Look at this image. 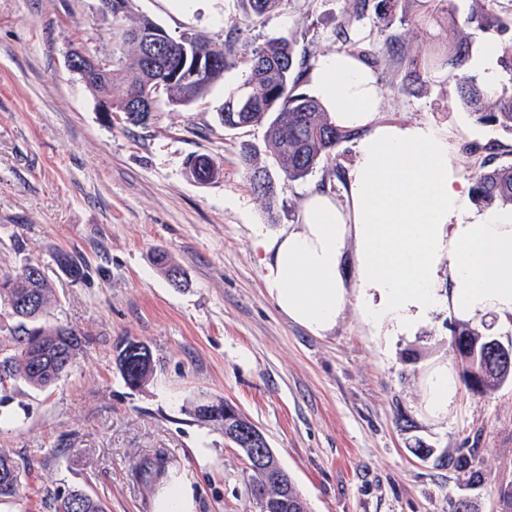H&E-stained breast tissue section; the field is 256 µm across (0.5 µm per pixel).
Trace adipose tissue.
Returning <instances> with one entry per match:
<instances>
[{
    "label": "adipose tissue",
    "mask_w": 512,
    "mask_h": 512,
    "mask_svg": "<svg viewBox=\"0 0 512 512\" xmlns=\"http://www.w3.org/2000/svg\"><path fill=\"white\" fill-rule=\"evenodd\" d=\"M311 87L333 122L359 137L343 199L310 194L299 223L261 243L265 289L279 311L316 337L335 328L352 300L368 325L390 337L411 333L441 308L463 321L490 313L512 319V208L473 207L447 130L379 122L378 74L349 49L321 56ZM350 246L351 288L343 274ZM455 394L447 365L433 366L426 413L446 415Z\"/></svg>",
    "instance_id": "obj_1"
}]
</instances>
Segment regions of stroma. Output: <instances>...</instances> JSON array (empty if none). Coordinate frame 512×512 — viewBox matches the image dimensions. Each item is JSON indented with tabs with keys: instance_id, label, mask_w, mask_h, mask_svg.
I'll return each mask as SVG.
<instances>
[{
	"instance_id": "35a3bbf8",
	"label": "stroma",
	"mask_w": 512,
	"mask_h": 512,
	"mask_svg": "<svg viewBox=\"0 0 512 512\" xmlns=\"http://www.w3.org/2000/svg\"><path fill=\"white\" fill-rule=\"evenodd\" d=\"M472 0H451L450 18L427 19L425 0H404L400 20L367 11L350 29L366 47L398 39L424 57L445 48L448 21L466 22L470 53L493 42L468 23ZM349 0H283L245 21L242 0H132L171 35L223 43L243 23L239 64L202 99L161 105L143 125L104 111L68 66L71 50L112 52V21L98 0H0V275L40 263L56 303L46 323H62L89 343L68 373L46 389L19 383L0 398V450L25 468L18 495L0 512H51L54 493L72 487L104 495L109 512H154L158 483L135 466L164 453L171 474L188 479L196 512H248L242 453L197 405L226 400L265 433L311 512H497L498 489L512 481V380L473 390L451 344L458 320L434 313L412 335L392 340L348 304L335 328L315 337L266 293L256 242L298 223L327 165L286 179L264 126L227 129L217 112L227 89L249 75L254 48L291 41L308 62L335 50ZM383 121L447 128L462 175L512 165V132L478 122L446 76L408 84L394 64L378 69ZM274 178L265 198L252 188L241 155ZM206 154L220 175L202 184L187 160ZM63 250L82 262L85 281L57 266ZM180 266L172 285L159 254ZM144 342L152 376L128 386L116 365L123 340ZM448 365L457 392L443 418L423 414L424 374ZM478 449L473 468L452 461Z\"/></svg>"
}]
</instances>
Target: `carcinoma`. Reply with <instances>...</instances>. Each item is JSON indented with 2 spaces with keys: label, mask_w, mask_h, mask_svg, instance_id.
Listing matches in <instances>:
<instances>
[{
  "label": "carcinoma",
  "mask_w": 512,
  "mask_h": 512,
  "mask_svg": "<svg viewBox=\"0 0 512 512\" xmlns=\"http://www.w3.org/2000/svg\"><path fill=\"white\" fill-rule=\"evenodd\" d=\"M124 2V9L112 15V74L92 75L84 82L95 97L112 98L113 110L125 113L130 123L142 124L150 116L145 111H128L130 101L159 91L170 105H188L206 95L224 74V69L235 61L239 25H234L220 46L193 35L183 41L148 17L131 19V0ZM246 2L248 13L260 17L277 9L282 0ZM370 2L352 0L351 11L335 31L341 45L350 42L352 21L364 15ZM401 8L402 0H376L374 6L376 17L386 25ZM467 22H476L497 33L507 29L493 8V0H475ZM149 38L158 43L156 55L151 59L144 47ZM451 39V47L439 59L421 60L407 55L393 41L362 48L360 52L376 66L384 61L397 63L404 73L403 80L411 84L423 80L434 69L448 71L460 100L473 109L480 122L512 131V85L499 91L491 90L466 73L465 25L453 23ZM200 53L206 58L213 57L214 62L208 71L196 74L193 63ZM247 64V80L225 96L220 108L224 127L266 125L268 144L288 179H303L318 164L326 162L331 169L322 188L332 186L331 177H340L336 149L352 133L336 127L320 102L302 90L307 71L305 58H296L290 41L276 39L254 49ZM261 180L267 183L263 189L257 188ZM470 180L477 203L512 205V165H486L470 174ZM250 182L255 192L273 198L274 181L267 172L253 171ZM55 261L73 281L83 280L84 267L73 256L60 251ZM54 301L53 288L35 262H26L15 273L0 277V330H7V334L0 336V390L18 382L33 388L51 386L67 372L87 343L85 337L67 326L38 324ZM453 340L469 348V353L461 358L468 363L470 373L482 376L481 387H494L512 377V372L507 374L500 368L499 356L484 351V335L462 326L453 330ZM167 470L168 461L163 454L137 465L138 473L152 481L166 478ZM22 472L23 468L14 458L0 452L1 502L18 495ZM283 498L282 512H309L296 486H288ZM53 508L54 512H107V504L100 497L78 487L55 497Z\"/></svg>",
  "instance_id": "carcinoma-1"
}]
</instances>
